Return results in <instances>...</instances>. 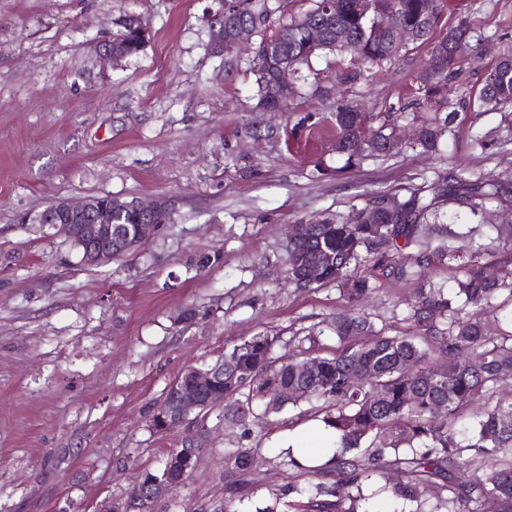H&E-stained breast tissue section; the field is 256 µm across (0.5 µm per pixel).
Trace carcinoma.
<instances>
[{
	"label": "carcinoma",
	"instance_id": "cac0c4a2",
	"mask_svg": "<svg viewBox=\"0 0 512 512\" xmlns=\"http://www.w3.org/2000/svg\"><path fill=\"white\" fill-rule=\"evenodd\" d=\"M224 38L249 25L255 31L250 69L255 76L256 108L284 112L292 90L276 82L280 67L296 69L321 53L350 51L358 65H341L336 85L366 77L374 67L394 62L404 48L396 32L408 29L413 41L430 43L428 60L413 75L416 136L393 143L397 117L357 122L360 108L338 98L327 120L336 128L334 150L344 167L359 166L372 157H392L405 150L429 153L448 138L456 110L448 103L449 84L459 78L450 42L469 33L461 20L447 34L433 38L441 0H310L309 8L286 23L283 0H227ZM323 37L313 43L309 29ZM145 29L130 16L112 34V50L127 58L146 47ZM480 101L497 107L512 103V55L500 57L485 71ZM507 190L491 181H468L450 172L444 177L409 187L406 193L377 192L364 206L345 216H327L306 223L305 235L286 246L288 279L297 288L315 290L334 283L352 304L336 315L329 328L336 350L318 354L322 331L289 337L299 356L282 363L273 356L278 337L257 334L224 350V422L244 427L280 413L276 401L282 387L300 391L292 404L316 401L315 418L341 435V451L319 468L292 464L307 475L306 485L288 486L283 495L303 498L302 512H370L359 510L368 484L405 504L421 505L427 488L446 492L451 512H512V402L489 400L497 393L498 376L512 369V255L472 241L448 243V228L439 224L438 207L454 201L467 214L483 216L502 203ZM304 263L322 266L312 284L303 280L302 267L293 266V253ZM374 259L377 274L357 276L356 267ZM436 265L461 272L447 288L422 279ZM498 274L490 278L486 268ZM422 281L394 322H378L357 306L379 289L378 280ZM407 323L406 330L395 324ZM495 323L492 332L489 323ZM256 449L224 453L227 497L218 512H235L242 498L241 475ZM405 475L388 482L387 468Z\"/></svg>",
	"mask_w": 512,
	"mask_h": 512
}]
</instances>
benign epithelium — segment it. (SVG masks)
Listing matches in <instances>:
<instances>
[{
	"instance_id": "obj_1",
	"label": "benign epithelium",
	"mask_w": 512,
	"mask_h": 512,
	"mask_svg": "<svg viewBox=\"0 0 512 512\" xmlns=\"http://www.w3.org/2000/svg\"><path fill=\"white\" fill-rule=\"evenodd\" d=\"M253 31L242 27L231 39V50L240 54L251 47ZM126 212L144 217L142 224H118L116 218ZM173 205L166 197L150 201L119 196H95L81 202L57 201L27 218L30 224H45L56 235L79 250L84 263L102 266L112 262L134 247L159 233L163 223L159 218L171 217ZM217 384H224V362L202 367L189 366L175 379V400L166 405L159 415V429L166 431L188 423L191 418L206 416L224 406V394H215ZM207 437L202 429L194 441L184 444V450L172 455L166 462V475L161 480L144 482L145 476L136 478L134 487L144 491L127 499H107L95 512H147L157 501L165 498L171 485L183 481L196 468L195 448Z\"/></svg>"
}]
</instances>
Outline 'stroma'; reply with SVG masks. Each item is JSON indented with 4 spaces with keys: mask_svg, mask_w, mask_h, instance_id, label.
<instances>
[{
    "mask_svg": "<svg viewBox=\"0 0 512 512\" xmlns=\"http://www.w3.org/2000/svg\"><path fill=\"white\" fill-rule=\"evenodd\" d=\"M215 0H0V512H55L125 497L187 432L156 431L150 417L190 365L267 331L275 356L288 339L326 327L349 304L336 285L302 291L284 264L287 227L362 206L458 170L512 187V105H481L484 72L512 52V0H452L437 35L467 20L484 35L458 59L459 108L431 155L409 151L345 168L334 151L332 104L299 83L284 112L254 111L255 77L224 73L209 18ZM148 44L136 58L100 62L96 42L127 16ZM430 46L343 86L383 116L407 104ZM489 132L504 148H471ZM334 172L314 174L317 159ZM170 197L161 233L103 266H87L64 238L23 214L68 199ZM502 236L512 246V201L454 234ZM212 257L199 267L202 257ZM312 403L286 406L251 434L208 417L196 469L154 512H213L223 504L224 453L256 449L239 512H290L281 496L304 478L276 437Z\"/></svg>",
    "mask_w": 512,
    "mask_h": 512,
    "instance_id": "obj_1",
    "label": "stroma"
}]
</instances>
